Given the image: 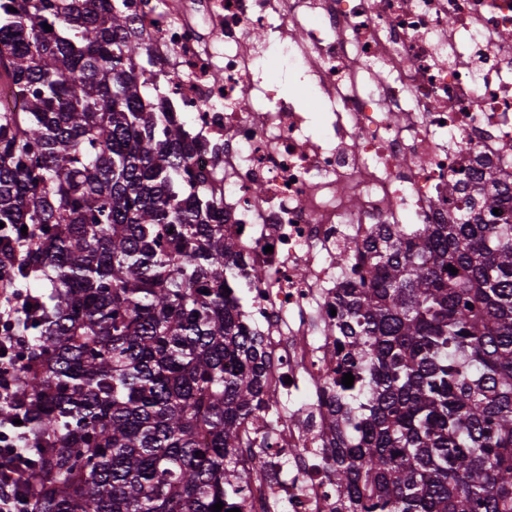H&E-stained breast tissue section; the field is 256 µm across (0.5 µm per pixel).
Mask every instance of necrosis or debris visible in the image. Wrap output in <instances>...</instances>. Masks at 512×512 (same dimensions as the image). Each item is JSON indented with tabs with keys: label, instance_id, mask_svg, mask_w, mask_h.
<instances>
[{
	"label": "necrosis or debris",
	"instance_id": "necrosis-or-debris-1",
	"mask_svg": "<svg viewBox=\"0 0 512 512\" xmlns=\"http://www.w3.org/2000/svg\"><path fill=\"white\" fill-rule=\"evenodd\" d=\"M174 111L206 148V174L247 272L277 400L244 447L243 512H336L324 465L329 312L353 249L376 224H444L451 181L512 164V0H125ZM328 107L310 131L300 98L265 80L268 41ZM221 154H214V147ZM261 197H254L255 186Z\"/></svg>",
	"mask_w": 512,
	"mask_h": 512
}]
</instances>
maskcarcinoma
<instances>
[{"label": "carcinoma", "mask_w": 512, "mask_h": 512, "mask_svg": "<svg viewBox=\"0 0 512 512\" xmlns=\"http://www.w3.org/2000/svg\"><path fill=\"white\" fill-rule=\"evenodd\" d=\"M142 50L114 0H0V88L24 98L0 109V288L32 305L0 405L24 423L23 512L227 506L275 396L201 142ZM448 192V223L379 225L336 288L323 448L345 512H512V172Z\"/></svg>", "instance_id": "carcinoma-1"}]
</instances>
